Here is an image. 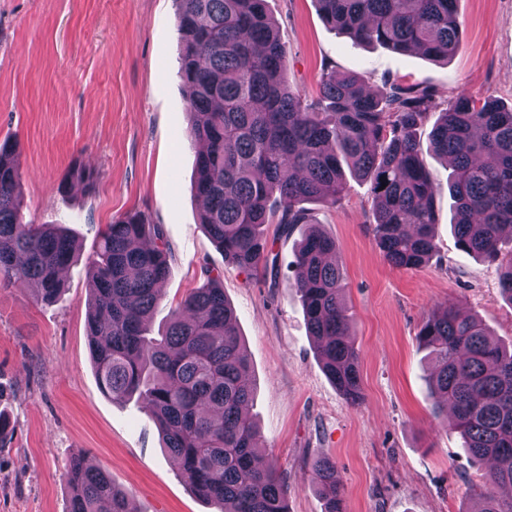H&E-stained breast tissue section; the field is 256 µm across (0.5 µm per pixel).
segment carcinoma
I'll return each mask as SVG.
<instances>
[{
    "label": "carcinoma",
    "instance_id": "carcinoma-1",
    "mask_svg": "<svg viewBox=\"0 0 512 512\" xmlns=\"http://www.w3.org/2000/svg\"><path fill=\"white\" fill-rule=\"evenodd\" d=\"M183 41L179 75L188 89L190 138L197 151L200 224L244 271L275 268L267 226L311 229L297 249L296 290L327 376L350 400L359 397L358 353L336 240L311 223L303 203L334 207L345 172L370 182L375 243L393 266L414 269L436 252L433 183L416 131L439 110L431 135L436 156L452 166L453 229L468 253L497 267L500 294L512 304V252L500 247L512 228V105L465 91L441 107L417 84L373 94L355 73H323L307 100L285 78L288 46L266 0H175ZM324 22L365 45L448 61L462 40L457 0H316ZM89 188L97 174L71 169L60 181ZM17 144L0 143V284L31 281L40 301L63 291L61 271L73 238L53 224L23 221ZM172 253L161 226L137 210L106 225L90 260L89 349L99 386L114 401L137 397L154 415L181 479L219 512H288L275 460L257 462L262 436L246 413L254 396L246 348L220 277L172 309L164 335L147 322L160 300ZM418 339L434 363V412L454 416L463 447L492 467L493 486H512V350L501 348L474 317L452 304L433 311ZM69 512H135L112 475L73 457L66 469ZM311 481L324 512H345L336 464L316 458ZM465 512H512V496L477 493Z\"/></svg>",
    "mask_w": 512,
    "mask_h": 512
}]
</instances>
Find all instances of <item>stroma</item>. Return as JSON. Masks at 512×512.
Instances as JSON below:
<instances>
[{"instance_id": "stroma-1", "label": "stroma", "mask_w": 512, "mask_h": 512, "mask_svg": "<svg viewBox=\"0 0 512 512\" xmlns=\"http://www.w3.org/2000/svg\"><path fill=\"white\" fill-rule=\"evenodd\" d=\"M288 44L286 80L317 96L330 69L362 76L374 91L421 84L447 100L460 91L512 102V0H458L463 38L447 62L361 46L323 21L315 0H267ZM174 0H0V141L17 143L23 217L61 224L78 254L49 305L32 285H0V512H68L64 476L81 454L129 491L138 512H215L181 479L159 427L138 399L112 401L89 354L88 266L107 224L141 210L160 224L173 261L150 335L169 312L219 275L246 344L255 395L250 415L263 456L276 459L288 512H324L310 479L320 456L336 462L346 512H466L486 463L473 460L452 418L431 412L427 351L417 334L438 306L477 317L512 343V306L494 265L461 250L451 228V168L425 154L439 187L437 250L424 266L391 267L372 234L370 185L352 179L340 204H308L335 237L350 333L359 353L360 399L325 374L296 294V244L269 231L274 276L224 260L199 222L197 148L188 138V91ZM95 170L92 188L59 189L73 165Z\"/></svg>"}]
</instances>
